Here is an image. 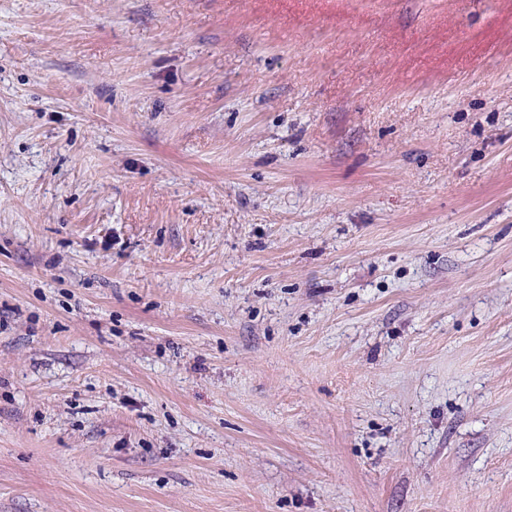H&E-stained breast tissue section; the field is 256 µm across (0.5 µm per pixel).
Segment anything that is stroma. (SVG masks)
<instances>
[{"instance_id":"stroma-1","label":"stroma","mask_w":512,"mask_h":512,"mask_svg":"<svg viewBox=\"0 0 512 512\" xmlns=\"http://www.w3.org/2000/svg\"><path fill=\"white\" fill-rule=\"evenodd\" d=\"M0 512H512V0H0Z\"/></svg>"}]
</instances>
